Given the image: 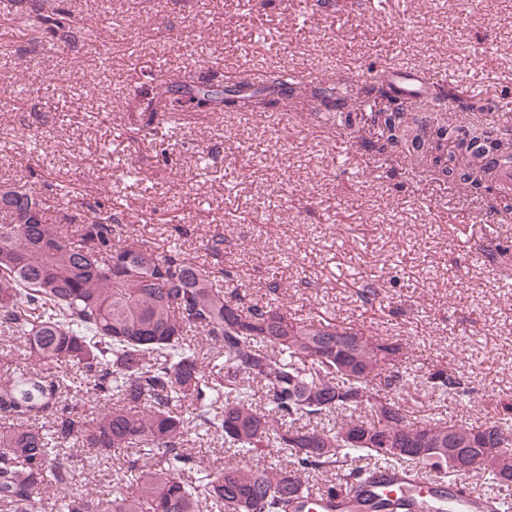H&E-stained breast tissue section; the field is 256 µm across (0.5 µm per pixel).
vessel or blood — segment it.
<instances>
[{
    "mask_svg": "<svg viewBox=\"0 0 512 512\" xmlns=\"http://www.w3.org/2000/svg\"><path fill=\"white\" fill-rule=\"evenodd\" d=\"M389 81L406 101L419 102L428 96V82L416 69H395ZM380 500L397 503L398 512H486L485 502L467 494L463 485L427 484L385 468L370 475L365 499H357L345 490L321 497L310 494L298 499L295 510L373 512V503Z\"/></svg>",
    "mask_w": 512,
    "mask_h": 512,
    "instance_id": "vessel-or-blood-1",
    "label": "vessel or blood"
}]
</instances>
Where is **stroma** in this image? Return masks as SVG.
<instances>
[{
	"mask_svg": "<svg viewBox=\"0 0 512 512\" xmlns=\"http://www.w3.org/2000/svg\"><path fill=\"white\" fill-rule=\"evenodd\" d=\"M0 8V182L71 183L85 215L118 213L160 247L229 271L241 292L293 317L397 341L410 419L512 425V223L485 195L381 150L358 104L372 78L410 66L455 125L512 130V0H10ZM65 9L70 48L15 22ZM111 48L108 63L98 51ZM296 72L273 107L160 108L140 138L144 88L223 86L228 72ZM333 85L356 112L326 123L312 97ZM224 249L206 254L211 236ZM277 294H270L271 283ZM459 372L456 399L428 378Z\"/></svg>",
	"mask_w": 512,
	"mask_h": 512,
	"instance_id": "stroma-1",
	"label": "stroma"
}]
</instances>
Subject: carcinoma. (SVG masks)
I'll return each mask as SVG.
<instances>
[{
  "label": "carcinoma",
  "instance_id": "carcinoma-1",
  "mask_svg": "<svg viewBox=\"0 0 512 512\" xmlns=\"http://www.w3.org/2000/svg\"><path fill=\"white\" fill-rule=\"evenodd\" d=\"M68 43L62 11L18 19ZM249 94L226 97L208 85L184 104L228 103L248 109L263 93L292 88L274 73ZM370 113L383 147L415 158L440 176L474 189L488 185L485 159L512 158V139L493 129L460 134L442 117L418 118L414 103L394 99ZM66 204L55 222L43 199L0 183V329L15 336L23 361L0 372V506L15 512H292L307 489L303 475L334 471L367 456L391 468L467 473L512 487V433L463 422L443 430L413 423L393 397L399 380L381 379L388 347H403L336 324L327 312L305 321L282 304L246 300L229 279L191 257L176 240L161 251L116 215L93 219L71 210L73 187L47 185ZM224 354L218 371L203 348ZM434 392L471 395L455 371L429 377ZM371 417L374 435L345 440ZM308 422L298 423L301 418ZM215 433L236 461L213 471L184 448L190 430ZM268 448L284 462L255 463ZM117 461L124 478L93 492L74 477Z\"/></svg>",
  "mask_w": 512,
  "mask_h": 512
}]
</instances>
